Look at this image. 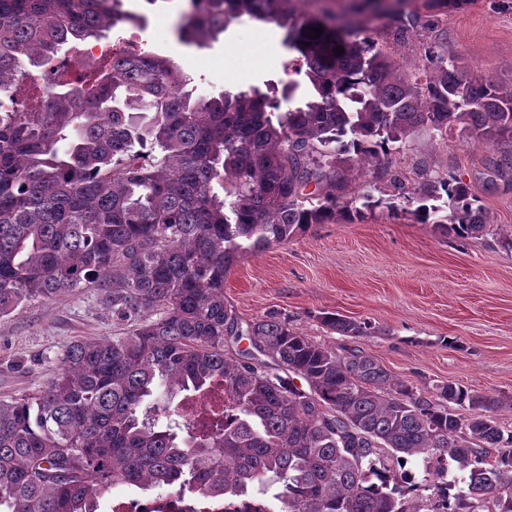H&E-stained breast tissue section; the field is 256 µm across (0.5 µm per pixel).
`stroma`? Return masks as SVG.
I'll return each mask as SVG.
<instances>
[{"label":"stroma","instance_id":"1","mask_svg":"<svg viewBox=\"0 0 512 512\" xmlns=\"http://www.w3.org/2000/svg\"><path fill=\"white\" fill-rule=\"evenodd\" d=\"M123 7L143 17L144 50L170 58L213 95L279 79L294 57L272 24L234 23L200 48L177 32L185 0H123ZM381 23L371 34L377 46L401 71L423 67L424 32L400 44L386 34L390 18ZM443 26L449 55L512 90L511 8L502 0H470L444 15ZM497 153L454 129L438 142L416 134L395 155L404 174L423 159L461 177L482 207V234L461 239L384 208L359 223L316 224L235 263L225 301L242 320L275 314L337 353L363 349L416 391L448 383L497 397L500 420L512 426V176L491 168ZM100 294L80 288L0 318V398L46 383L71 342L124 334L126 322L101 307ZM325 313L369 323L372 332L357 339L333 333L320 321Z\"/></svg>","mask_w":512,"mask_h":512}]
</instances>
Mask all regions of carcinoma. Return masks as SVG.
I'll return each mask as SVG.
<instances>
[{
    "label": "carcinoma",
    "instance_id": "obj_1",
    "mask_svg": "<svg viewBox=\"0 0 512 512\" xmlns=\"http://www.w3.org/2000/svg\"><path fill=\"white\" fill-rule=\"evenodd\" d=\"M119 2L0 0V86L25 62L138 25ZM191 2L179 35L199 47L242 20L283 30L299 62L285 74L304 75L309 96L293 102L292 78L202 94L144 52L89 82L47 80L32 110L0 108V318L101 285L131 322L74 341L42 387L0 399V512H96L118 486L228 503L257 486V512H512L500 399L448 383L418 393L361 349L340 356L278 316L244 325L224 302L240 257L314 224L385 207L460 237L484 231L462 179L421 162L411 181L392 158L410 136L444 141L456 126L512 144V92L444 52L437 16L469 0H393L394 42L430 32L411 74L365 35L380 10L336 23L293 0ZM354 168L397 193L346 191ZM321 322L371 334L335 313ZM243 338L249 352L226 354ZM216 384L224 413L206 429L173 418L175 393ZM450 461L461 480L446 479ZM418 490L423 505L408 497Z\"/></svg>",
    "mask_w": 512,
    "mask_h": 512
}]
</instances>
